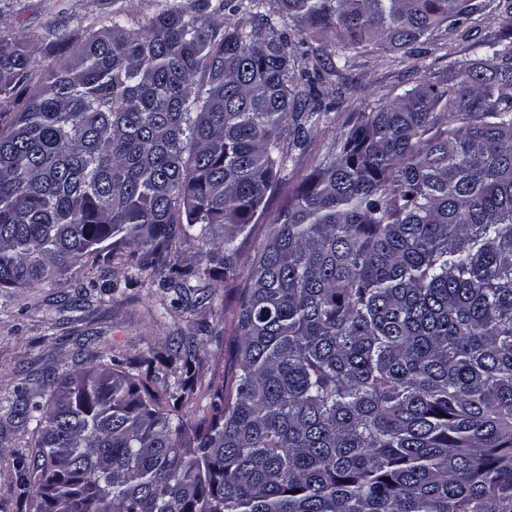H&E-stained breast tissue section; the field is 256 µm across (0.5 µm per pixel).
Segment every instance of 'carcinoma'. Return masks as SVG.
Instances as JSON below:
<instances>
[{"instance_id": "1", "label": "carcinoma", "mask_w": 512, "mask_h": 512, "mask_svg": "<svg viewBox=\"0 0 512 512\" xmlns=\"http://www.w3.org/2000/svg\"><path fill=\"white\" fill-rule=\"evenodd\" d=\"M475 0H154L112 9L71 59L0 38V288L84 259L211 245L236 285L227 370L185 417L195 355L161 399L96 354L51 390L28 512H512V38L485 64L374 101L280 210L268 199L331 128L296 79L456 29ZM224 17V23L213 19ZM203 81L196 82L198 74ZM267 224L246 272L239 237Z\"/></svg>"}]
</instances>
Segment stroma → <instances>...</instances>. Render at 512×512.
Wrapping results in <instances>:
<instances>
[{"instance_id":"35a3bbf8","label":"stroma","mask_w":512,"mask_h":512,"mask_svg":"<svg viewBox=\"0 0 512 512\" xmlns=\"http://www.w3.org/2000/svg\"><path fill=\"white\" fill-rule=\"evenodd\" d=\"M477 2L482 9L471 29L437 30L418 43L416 57L400 50L351 56L329 80L345 97L330 115L333 127L346 125L374 100L391 99L405 84L453 79L461 66L481 62L483 39L505 30L497 10L488 9L487 0ZM111 12L112 0H0V36L20 42L40 61L48 47L66 54L61 37L82 36ZM178 249L195 285L223 288V295L199 305L178 300L149 270L129 283L135 260L125 249L105 260L86 259L60 283L0 288V451L8 457L0 464V512H26L12 461L32 454L36 405L45 403L51 385L67 372L93 365L103 348L138 362L141 380L158 395L177 376L156 364V357L177 346L191 349L199 364L191 416L205 414L207 384L228 357L235 295L223 287V270L211 268L205 245L182 242Z\"/></svg>"}]
</instances>
